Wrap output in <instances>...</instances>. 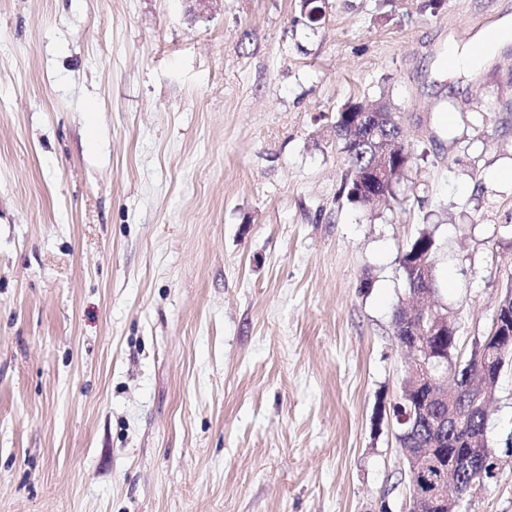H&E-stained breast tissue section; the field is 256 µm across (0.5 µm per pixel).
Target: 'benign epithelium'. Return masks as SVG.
Segmentation results:
<instances>
[{"mask_svg":"<svg viewBox=\"0 0 512 512\" xmlns=\"http://www.w3.org/2000/svg\"><path fill=\"white\" fill-rule=\"evenodd\" d=\"M355 114L354 126H363L378 119V113L389 112L391 107L379 100L371 105L355 103L345 108ZM353 179L359 193L366 195L371 203L382 198L381 187L393 180V168L376 166L354 174ZM512 300L498 303L493 334L495 345L481 347L467 362L446 356L431 343L432 338L455 336V328L448 318H434L425 313L413 317L412 335L399 341L408 355V369L403 388L408 393L428 391L426 399H417L414 408L398 416V434L405 439L409 431L404 426L413 422H433V431L453 427L464 429V409L461 406L458 383L468 379L471 368H476L487 387L497 385L506 356L512 351V315L509 307ZM408 463L410 496L407 512H457L460 503L469 496V491L485 482V473L477 468L476 459L493 455L490 447L470 448L468 454L452 463L448 458L436 459L432 448H405ZM462 473L470 475L467 491L453 477Z\"/></svg>","mask_w":512,"mask_h":512,"instance_id":"1","label":"benign epithelium"}]
</instances>
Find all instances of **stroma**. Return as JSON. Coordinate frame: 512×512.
I'll return each mask as SVG.
<instances>
[{
  "label": "stroma",
  "mask_w": 512,
  "mask_h": 512,
  "mask_svg": "<svg viewBox=\"0 0 512 512\" xmlns=\"http://www.w3.org/2000/svg\"><path fill=\"white\" fill-rule=\"evenodd\" d=\"M512 0H0V512H402L400 260L432 233L459 352L512 283ZM387 98L400 201L341 193ZM496 481L512 512V363ZM512 42V20L503 19L491 27L480 32L468 47L461 52L456 51L458 46L448 47L450 69L463 68L468 74L478 72L502 47ZM474 48L478 49L476 55ZM346 112L358 113L355 116L354 126L363 127L367 122H372L378 119V112H393L391 107L384 102L379 100L372 105L364 104H351L350 107L344 109Z\"/></svg>",
  "instance_id": "35a3bbf8"
}]
</instances>
